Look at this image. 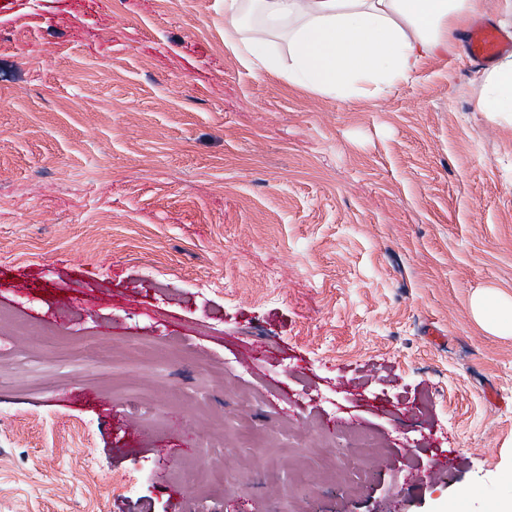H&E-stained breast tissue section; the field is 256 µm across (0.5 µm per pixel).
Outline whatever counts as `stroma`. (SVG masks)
I'll list each match as a JSON object with an SVG mask.
<instances>
[{"label": "stroma", "mask_w": 512, "mask_h": 512, "mask_svg": "<svg viewBox=\"0 0 512 512\" xmlns=\"http://www.w3.org/2000/svg\"><path fill=\"white\" fill-rule=\"evenodd\" d=\"M483 74L459 45L309 95L225 47L224 0H0V512L511 500L512 335L470 311L512 296Z\"/></svg>", "instance_id": "stroma-1"}]
</instances>
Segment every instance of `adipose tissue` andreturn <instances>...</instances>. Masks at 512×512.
I'll list each match as a JSON object with an SVG mask.
<instances>
[{"label": "adipose tissue", "mask_w": 512, "mask_h": 512, "mask_svg": "<svg viewBox=\"0 0 512 512\" xmlns=\"http://www.w3.org/2000/svg\"><path fill=\"white\" fill-rule=\"evenodd\" d=\"M244 5L224 0V43L244 64L302 91L347 99L383 95L451 51L454 33L483 13L485 0H254L263 18L257 27L248 26ZM275 32L288 42L287 57L272 47ZM479 107L512 116L511 56L485 72ZM470 309L491 334H512V297L482 289Z\"/></svg>", "instance_id": "ef3b65f1"}]
</instances>
